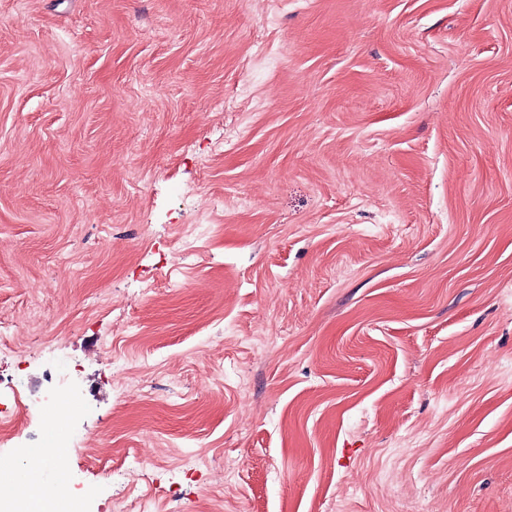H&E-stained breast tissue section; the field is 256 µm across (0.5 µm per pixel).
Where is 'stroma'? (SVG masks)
Wrapping results in <instances>:
<instances>
[{"label": "stroma", "instance_id": "obj_1", "mask_svg": "<svg viewBox=\"0 0 512 512\" xmlns=\"http://www.w3.org/2000/svg\"><path fill=\"white\" fill-rule=\"evenodd\" d=\"M0 341L85 512H512V0H0Z\"/></svg>", "mask_w": 512, "mask_h": 512}]
</instances>
